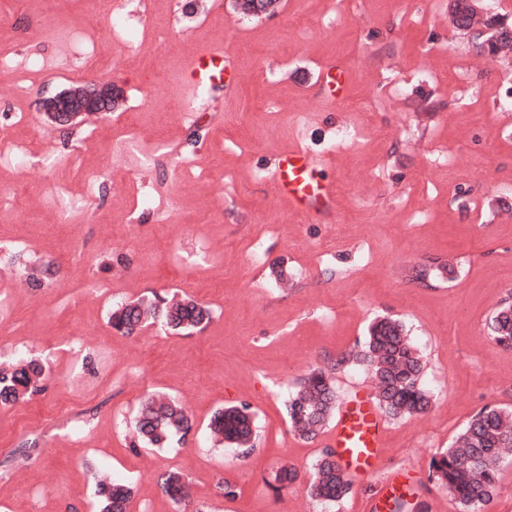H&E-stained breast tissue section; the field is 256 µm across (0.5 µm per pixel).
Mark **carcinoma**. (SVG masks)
I'll return each mask as SVG.
<instances>
[{"label":"carcinoma","mask_w":512,"mask_h":512,"mask_svg":"<svg viewBox=\"0 0 512 512\" xmlns=\"http://www.w3.org/2000/svg\"><path fill=\"white\" fill-rule=\"evenodd\" d=\"M505 15L494 14L488 25L501 27L496 40L487 41L484 49L496 52L498 42L512 38L504 27ZM112 87L95 94L64 91L48 101L45 111L62 123L75 116L68 111L77 104L79 111H95L99 103L111 102ZM168 332H193L211 321L210 310L193 300L168 304L160 299L146 306L125 303L109 319L111 328L123 336L134 334L143 326L144 315ZM493 340L504 349H512V303L506 302L491 319ZM422 354L399 322L378 321L368 330L356 361L364 365L378 380V401L381 411L389 417L421 414L428 410L434 395L421 383ZM346 362L341 357L313 367L302 378L285 402L290 427L307 432L313 439L328 422L334 408L335 389L332 371ZM46 379V366L39 358H20L0 362V405L14 406L27 402L40 392ZM256 415L246 403L215 409L208 428L213 435L224 438V444L237 457L245 458L253 451L256 437ZM193 428L191 415L176 401L158 402L151 396L140 404L134 419L136 439L132 447L167 448L174 439H183ZM512 448V414L494 407L481 409L467 424L456 441L433 453L429 480L448 491L464 512H490L499 486L500 449ZM184 478L168 472L162 487L171 501L186 504ZM311 492L320 503H336L352 492L343 482L333 461V449L325 448L311 471ZM95 498L99 512H126L131 488L122 483L101 480L96 484Z\"/></svg>","instance_id":"obj_1"}]
</instances>
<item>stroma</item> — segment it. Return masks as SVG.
<instances>
[{
	"instance_id": "35a3bbf8",
	"label": "stroma",
	"mask_w": 512,
	"mask_h": 512,
	"mask_svg": "<svg viewBox=\"0 0 512 512\" xmlns=\"http://www.w3.org/2000/svg\"><path fill=\"white\" fill-rule=\"evenodd\" d=\"M130 25L165 19L157 39L133 43L88 0H0V113L26 112L15 130L33 166L0 162L12 210L0 246L42 288L0 277L15 316L6 340L49 366L45 389L0 407V512H94V487L131 484L128 512H173L161 487L180 473L191 512H299L322 441L289 431L284 400L316 364L357 351L371 322L404 323L425 364L430 410L387 419L408 502L460 512L429 482L432 450L448 447L485 406L512 410V350L488 324L512 297V42L481 48L488 14L512 0H124ZM468 25H461V15ZM220 43L235 85L196 98L184 82L192 58ZM347 69L341 100L322 99L320 71ZM467 81L448 82V66ZM112 85L108 112L51 122L40 102L70 87ZM27 97H20V88ZM364 137L336 147L338 127ZM92 139L74 153L76 134ZM322 155L337 183L332 224L282 202L270 166L288 150ZM112 163L125 184L88 195V173ZM154 189L143 205L141 186ZM81 203L57 220L55 192ZM261 257H254V250ZM189 297L211 322L175 335L157 325L112 332L122 302ZM90 348L79 368L65 344ZM174 397L195 424L181 444L132 449L137 406ZM68 408L56 409L59 399ZM250 404L258 443L244 459L213 442L206 423L224 404ZM298 479L279 487L274 472ZM238 486L229 500L216 483Z\"/></svg>"
}]
</instances>
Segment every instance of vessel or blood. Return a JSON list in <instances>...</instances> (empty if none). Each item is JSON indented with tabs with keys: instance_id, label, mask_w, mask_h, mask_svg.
Wrapping results in <instances>:
<instances>
[{
	"instance_id": "b4317fda",
	"label": "vessel or blood",
	"mask_w": 512,
	"mask_h": 512,
	"mask_svg": "<svg viewBox=\"0 0 512 512\" xmlns=\"http://www.w3.org/2000/svg\"><path fill=\"white\" fill-rule=\"evenodd\" d=\"M234 64L227 50L215 46L202 50L193 59L186 85L194 91L216 94L229 88ZM323 159L307 148L298 147L278 156L271 176L279 197L289 207L303 212L320 224L336 218V182L322 174ZM376 385H368L364 395L348 401L336 412V421L323 435L326 447L335 451L337 472L348 482L357 476L375 474L380 461L390 453L384 418L375 405ZM396 480L384 478L361 497L357 512H382L394 499Z\"/></svg>"
}]
</instances>
